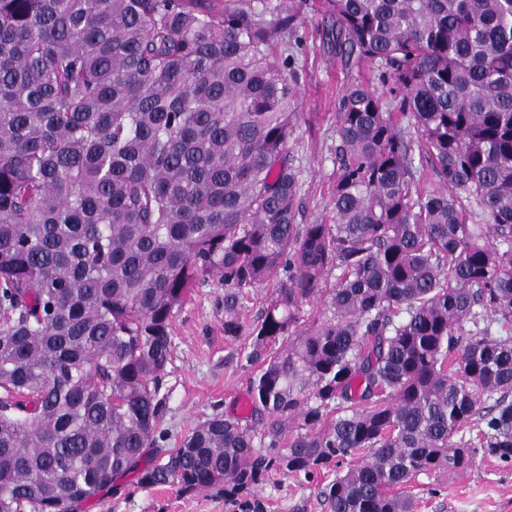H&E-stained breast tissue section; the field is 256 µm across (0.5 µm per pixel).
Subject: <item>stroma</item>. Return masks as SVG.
I'll return each instance as SVG.
<instances>
[{"instance_id": "stroma-1", "label": "stroma", "mask_w": 512, "mask_h": 512, "mask_svg": "<svg viewBox=\"0 0 512 512\" xmlns=\"http://www.w3.org/2000/svg\"><path fill=\"white\" fill-rule=\"evenodd\" d=\"M324 11L305 10L298 29L284 35L277 51L292 57L298 75L296 127L288 152L299 172L301 224L333 223L332 191L336 181V100L347 85L359 81L398 109L400 95L379 80L378 63L338 57L326 34ZM175 352L166 368L161 395L165 403L162 448L182 439L214 412L238 416L237 405L249 395L255 367L244 360L248 333L224 334V283L212 276L197 284L173 318ZM327 473L305 478L269 473L257 489L264 512H329L323 490ZM414 512H512V464L476 457L458 474L419 475L408 487ZM78 512H229L223 494L213 490L183 493L170 486L141 487L133 476L79 506Z\"/></svg>"}]
</instances>
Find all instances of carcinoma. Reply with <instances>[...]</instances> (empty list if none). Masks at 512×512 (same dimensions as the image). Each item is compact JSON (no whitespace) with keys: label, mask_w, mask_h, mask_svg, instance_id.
Wrapping results in <instances>:
<instances>
[{"label":"carcinoma","mask_w":512,"mask_h":512,"mask_svg":"<svg viewBox=\"0 0 512 512\" xmlns=\"http://www.w3.org/2000/svg\"><path fill=\"white\" fill-rule=\"evenodd\" d=\"M305 5L0 0V512L130 474L261 512L271 471L331 467L330 512H413L420 474L512 463V0H322L336 54L403 94L343 91L334 224L296 222L274 48ZM213 271L231 337L278 280L245 355L262 432L215 413L147 460L174 311ZM274 284L270 282L265 287L248 290L244 300V310L247 325L251 323L273 297Z\"/></svg>","instance_id":"obj_1"}]
</instances>
